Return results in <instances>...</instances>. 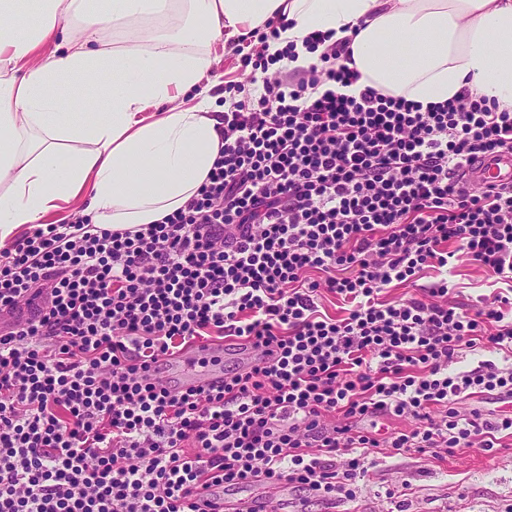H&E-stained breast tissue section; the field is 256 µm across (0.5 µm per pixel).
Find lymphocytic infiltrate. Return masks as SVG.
<instances>
[{"mask_svg": "<svg viewBox=\"0 0 512 512\" xmlns=\"http://www.w3.org/2000/svg\"><path fill=\"white\" fill-rule=\"evenodd\" d=\"M306 77L264 81L224 113V150L197 195L136 232L87 217L34 225L0 251V512H206L198 491L288 483L357 494L378 454L362 419L413 420L392 448L491 450L512 416V298L464 307L447 279L400 302L392 283L470 263L512 282V186L463 168L512 151V112L466 92L422 105L356 83L343 48ZM344 317L320 310L323 295ZM260 349L222 385L172 391L148 372L192 341ZM501 355L453 370L464 353ZM459 411L462 414H468L472 410H479L482 414L496 415L502 413L501 411H506L507 414H512V407L510 400L500 399L499 396H492L488 394H481L471 397L469 399L463 400L459 405H457Z\"/></svg>", "mask_w": 512, "mask_h": 512, "instance_id": "1", "label": "lymphocytic infiltrate"}]
</instances>
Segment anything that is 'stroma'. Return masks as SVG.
I'll return each mask as SVG.
<instances>
[{"label": "stroma", "mask_w": 512, "mask_h": 512, "mask_svg": "<svg viewBox=\"0 0 512 512\" xmlns=\"http://www.w3.org/2000/svg\"><path fill=\"white\" fill-rule=\"evenodd\" d=\"M277 75L274 66H242L234 50L218 56L210 70L211 78L224 86L249 76ZM444 277L456 285L458 302L467 306L481 299L494 300L507 289L461 253L447 268L422 269L416 285H390L383 297L390 302L404 300L416 294L418 287ZM275 512H512V437L502 438L490 451L460 448L439 457L386 449L375 455L373 465L360 478L354 499L340 495L322 499L284 484Z\"/></svg>", "instance_id": "1"}]
</instances>
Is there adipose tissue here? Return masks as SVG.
I'll list each match as a JSON object with an SVG mask.
<instances>
[{
    "label": "adipose tissue",
    "mask_w": 512,
    "mask_h": 512,
    "mask_svg": "<svg viewBox=\"0 0 512 512\" xmlns=\"http://www.w3.org/2000/svg\"><path fill=\"white\" fill-rule=\"evenodd\" d=\"M273 18L285 28L265 53L293 49L289 70L316 64L303 40L328 33L351 41L350 93L426 105L466 90L512 111V0H0V248L65 204L109 230L183 208L224 146L210 59L187 45L231 49ZM88 88L105 107L85 120L67 104Z\"/></svg>",
    "instance_id": "obj_1"
}]
</instances>
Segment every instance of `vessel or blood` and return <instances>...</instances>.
I'll return each instance as SVG.
<instances>
[{"label":"vessel or blood","mask_w":512,"mask_h":512,"mask_svg":"<svg viewBox=\"0 0 512 512\" xmlns=\"http://www.w3.org/2000/svg\"><path fill=\"white\" fill-rule=\"evenodd\" d=\"M467 185L488 187L512 184V152L482 158L465 170ZM224 356L220 344H196L181 353L166 358L157 381L172 390H185L208 386L223 377L219 360Z\"/></svg>","instance_id":"1"}]
</instances>
